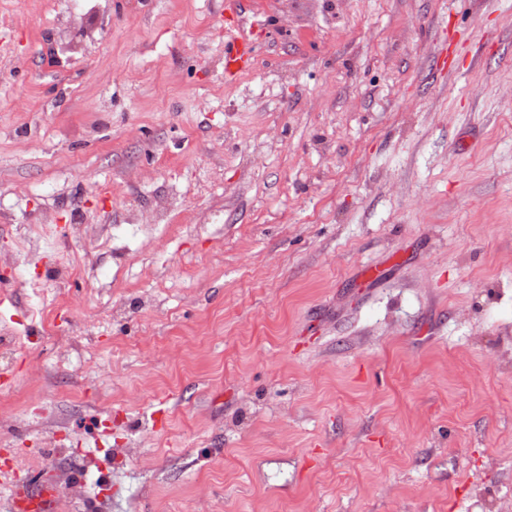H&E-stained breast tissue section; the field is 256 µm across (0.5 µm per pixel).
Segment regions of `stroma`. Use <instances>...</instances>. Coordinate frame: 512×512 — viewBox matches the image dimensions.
Returning <instances> with one entry per match:
<instances>
[{
    "label": "stroma",
    "mask_w": 512,
    "mask_h": 512,
    "mask_svg": "<svg viewBox=\"0 0 512 512\" xmlns=\"http://www.w3.org/2000/svg\"><path fill=\"white\" fill-rule=\"evenodd\" d=\"M0 334L61 512H512V0H0ZM254 46L248 40H242L224 50V75L234 76L250 70L254 59Z\"/></svg>",
    "instance_id": "obj_1"
}]
</instances>
